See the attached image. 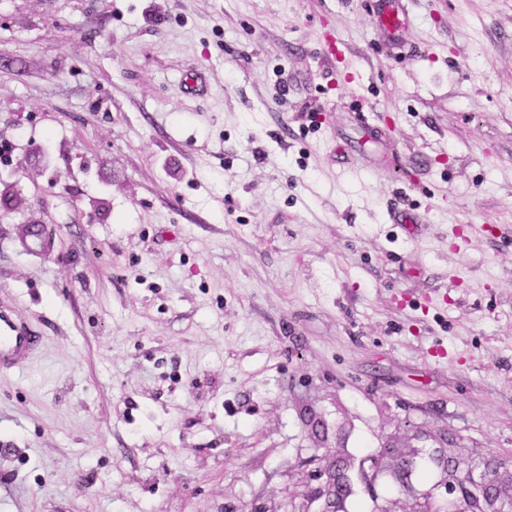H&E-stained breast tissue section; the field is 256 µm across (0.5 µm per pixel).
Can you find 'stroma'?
<instances>
[{
  "instance_id": "35a3bbf8",
  "label": "stroma",
  "mask_w": 512,
  "mask_h": 512,
  "mask_svg": "<svg viewBox=\"0 0 512 512\" xmlns=\"http://www.w3.org/2000/svg\"><path fill=\"white\" fill-rule=\"evenodd\" d=\"M402 2L0 0V306L44 336L0 512H322L341 447L512 456V0ZM384 5L382 14L378 18L379 26L386 30H396L403 23V13L400 7L401 0H381Z\"/></svg>"
}]
</instances>
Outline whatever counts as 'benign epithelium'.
<instances>
[{"instance_id":"1","label":"benign epithelium","mask_w":512,"mask_h":512,"mask_svg":"<svg viewBox=\"0 0 512 512\" xmlns=\"http://www.w3.org/2000/svg\"><path fill=\"white\" fill-rule=\"evenodd\" d=\"M376 455L390 459V463L376 468L369 481L387 477L403 490L412 489V476L419 452L407 456L394 453L390 447H380ZM351 457L343 455L330 468L319 471L325 477L317 491L318 497L326 499L323 512H350L351 497L355 494L354 485L347 474ZM431 460L442 469L448 494L452 499L443 506V512H512V471L507 477L488 466L482 469L471 465L466 476L460 469L464 457L461 455L433 456Z\"/></svg>"}]
</instances>
